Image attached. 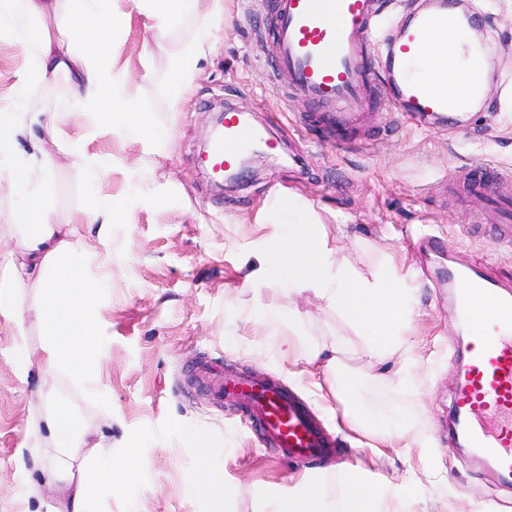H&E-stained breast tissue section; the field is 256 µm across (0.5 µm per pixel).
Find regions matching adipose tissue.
Listing matches in <instances>:
<instances>
[{
  "instance_id": "obj_1",
  "label": "adipose tissue",
  "mask_w": 512,
  "mask_h": 512,
  "mask_svg": "<svg viewBox=\"0 0 512 512\" xmlns=\"http://www.w3.org/2000/svg\"><path fill=\"white\" fill-rule=\"evenodd\" d=\"M224 8V0H0V37L10 40L23 60L14 94L0 97V195L24 199L11 215L17 249L0 272V309L24 321L23 299L29 293L35 297L41 341L22 358L25 371L39 381L38 399L30 407L34 441L28 450L33 474L28 494L37 499L52 494L56 512H109L105 499L124 481L136 455L132 448L113 455L110 410L81 412L101 370L97 298L110 285L112 258L100 260L99 279L86 280L76 262L86 246L78 228L96 226L102 238L112 225L132 223L139 204L161 210L169 202L165 186L143 181L140 169L123 158L107 163L88 153L84 140H61V119L140 144L146 152L169 146L172 126L154 120L142 96L144 84L156 83L152 55L142 59L143 74L136 81L129 65L119 63L115 44L137 16L158 47H169L175 74L157 85L169 111L178 112L192 91L199 61L216 50ZM464 43L456 32H434L423 61L424 75L441 76L452 94L464 86ZM441 54L448 57L442 75L433 67ZM61 76L69 101L64 115L50 111L43 96L44 88ZM51 141L60 143L77 175L97 179L111 167H122L135 182V192L111 195L96 182L83 199L77 227L62 231L46 191ZM255 223L253 237L239 246L258 262L243 283L254 300L252 319L286 343L294 361L322 371L330 395L344 406V427L368 438L375 450L399 447L424 433L427 424L417 412L397 424L371 419L358 403L357 372L344 360L347 353H362L374 370L373 380L386 385L392 381L389 362L407 360L413 350L417 308L393 266L364 271L347 263L337 239L317 232L310 210L290 194L259 210ZM268 288L312 293L335 313L343 332L328 342L310 341L300 332L298 311L282 317L263 309L260 299ZM189 442L199 450L196 491L212 503L213 512H227L231 498L222 476L209 467V439L195 435ZM254 512H384V499L363 470L354 469L340 481L335 500L323 501L306 483L295 495L260 497Z\"/></svg>"
}]
</instances>
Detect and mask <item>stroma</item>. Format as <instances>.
Wrapping results in <instances>:
<instances>
[{
	"instance_id": "35a3bbf8",
	"label": "stroma",
	"mask_w": 512,
	"mask_h": 512,
	"mask_svg": "<svg viewBox=\"0 0 512 512\" xmlns=\"http://www.w3.org/2000/svg\"><path fill=\"white\" fill-rule=\"evenodd\" d=\"M466 7L494 68L482 101L461 122L413 124L378 96L346 131L361 148L337 150L333 137L311 131L314 107L272 80L261 0H229L224 40L200 62L183 110L167 111L155 85L143 88L154 118L175 129L166 154L143 153L108 133L85 138L88 152L140 159L147 180L180 189L166 210L142 208L133 223L112 227L99 388L112 409L115 453L137 451L129 483L112 493V512H211L194 489L198 451L185 445L189 434L213 442L209 465L234 488L233 512H252L258 495L293 490L305 477L335 495L340 466L365 467L382 483L414 471L420 481L413 494L425 512H442L443 492L457 512H512V485L474 467L448 438L456 379L451 357L465 343L448 288L434 273L476 266L502 287L512 286V245L499 241L492 225L477 223L480 200L443 186L481 165L503 175L493 192L512 197V0H468ZM227 106L250 113L276 149L253 155L237 185L219 193L201 173L197 154L214 113ZM284 188L309 202L329 236L346 232L343 255L350 264L362 268L369 258H389L417 286L414 357L421 393L365 380L359 398L373 416L423 406L430 438L376 456L367 438L342 426V404L324 401L301 364L248 322L253 302L240 285L250 268L232 246L252 237L250 218ZM86 189V180L56 159L50 190L60 223L70 221ZM261 303L271 311L299 310L311 340L336 331L335 313L313 295L269 288ZM38 344L35 321L20 327L12 312L0 310V512H50L53 504L47 494L27 497L29 475L18 465L20 449L31 441L29 404L37 392L36 378L25 375L18 360L24 346ZM203 364L274 378L332 434L334 450L313 467L273 450L234 400L215 401L195 379Z\"/></svg>"
}]
</instances>
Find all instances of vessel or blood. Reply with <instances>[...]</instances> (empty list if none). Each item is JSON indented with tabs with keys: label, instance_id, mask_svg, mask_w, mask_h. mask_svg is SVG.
<instances>
[{
	"label": "vessel or blood",
	"instance_id": "1",
	"mask_svg": "<svg viewBox=\"0 0 512 512\" xmlns=\"http://www.w3.org/2000/svg\"><path fill=\"white\" fill-rule=\"evenodd\" d=\"M268 22L274 77L321 107L324 127L352 124L382 89L392 106L411 118L448 121L480 92L484 73L492 65L483 55H468L463 69L467 93L462 97L418 74L430 32L460 31L470 23L469 18L449 12L445 0L399 31L389 45L388 64L380 78L372 68L369 39L386 24L380 0H275ZM247 142L239 114L226 110L224 134L203 155V166L223 178ZM448 286L461 316H470L479 306L489 312L455 359L451 432L500 481L511 484L512 296H501L498 284L474 268L449 272ZM207 386L216 397L235 396L265 441L288 457L314 461L328 445L306 409L274 380L212 371Z\"/></svg>",
	"mask_w": 512,
	"mask_h": 512
}]
</instances>
